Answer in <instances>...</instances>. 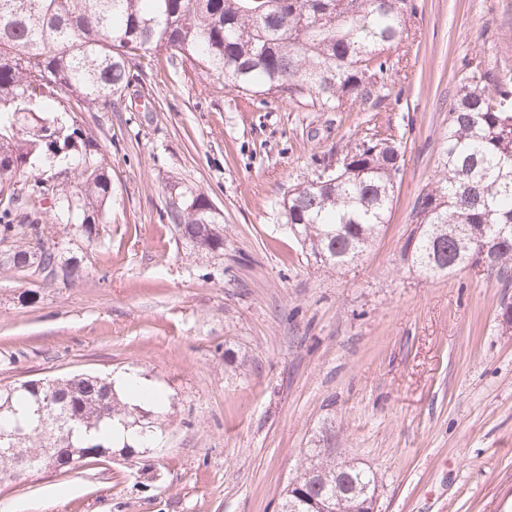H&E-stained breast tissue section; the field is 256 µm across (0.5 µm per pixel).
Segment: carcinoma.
Instances as JSON below:
<instances>
[{"label": "carcinoma", "mask_w": 512, "mask_h": 512, "mask_svg": "<svg viewBox=\"0 0 512 512\" xmlns=\"http://www.w3.org/2000/svg\"><path fill=\"white\" fill-rule=\"evenodd\" d=\"M414 0H0V264L44 274L81 261L65 256L54 224H72L87 239L107 224L112 179L101 146L76 120L54 115L69 97L91 112L117 110L148 53H167L224 81L243 96L287 100L297 108L348 112L380 99L391 71L389 50L400 45L415 15ZM403 135L373 124L305 184L291 190L286 223L315 261L356 264L388 223L401 169ZM440 169L410 213L413 233L402 248L408 268L427 277L482 267L512 283V73H466L441 138ZM170 223L207 253L224 250L222 216L205 194L186 191L167 204ZM43 407V415L37 414ZM114 382L91 374L24 382L0 389V484L22 482L43 468L74 469L117 445L103 430L143 421ZM326 468L316 486L285 492L283 512H315L341 497L354 512L355 491L377 489L376 474L357 464L309 458Z\"/></svg>", "instance_id": "obj_1"}]
</instances>
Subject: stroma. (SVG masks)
Here are the masks:
<instances>
[{
	"label": "stroma",
	"mask_w": 512,
	"mask_h": 512,
	"mask_svg": "<svg viewBox=\"0 0 512 512\" xmlns=\"http://www.w3.org/2000/svg\"><path fill=\"white\" fill-rule=\"evenodd\" d=\"M415 6L375 105L266 104L149 53L120 111L79 114L106 152L109 222L97 246L58 225L74 282L0 267V384L135 372L168 404L145 458L39 470L0 486V512H277L324 449L376 472L378 512H512V287L401 258L468 64L512 72V0ZM376 122L403 136L389 222L357 266H322L283 202ZM186 190L220 211L222 252L167 220Z\"/></svg>",
	"instance_id": "35a3bbf8"
}]
</instances>
